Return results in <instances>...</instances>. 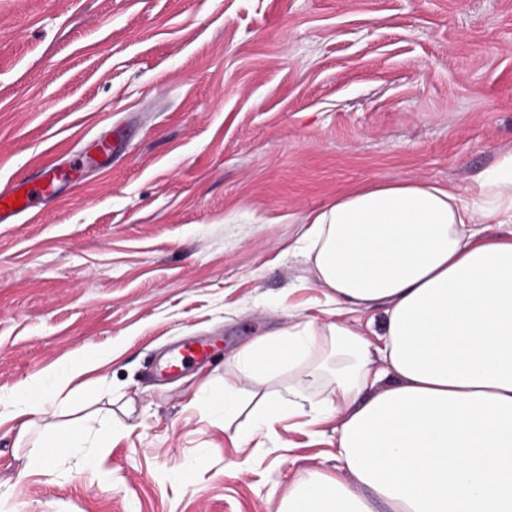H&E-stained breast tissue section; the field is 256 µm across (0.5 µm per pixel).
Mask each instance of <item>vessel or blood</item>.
<instances>
[{
	"instance_id": "1",
	"label": "vessel or blood",
	"mask_w": 512,
	"mask_h": 512,
	"mask_svg": "<svg viewBox=\"0 0 512 512\" xmlns=\"http://www.w3.org/2000/svg\"><path fill=\"white\" fill-rule=\"evenodd\" d=\"M64 168L46 165L26 181L0 188V224L35 221L42 211V205L51 197L61 180L67 178ZM22 195L21 206H14L15 195ZM210 349L206 341L188 339L173 348L164 365L161 375L170 378L180 374L188 364L203 363L209 360Z\"/></svg>"
}]
</instances>
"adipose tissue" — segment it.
Listing matches in <instances>:
<instances>
[{"label":"adipose tissue","instance_id":"obj_1","mask_svg":"<svg viewBox=\"0 0 512 512\" xmlns=\"http://www.w3.org/2000/svg\"><path fill=\"white\" fill-rule=\"evenodd\" d=\"M314 269L328 322H297L235 355L287 391L253 416L336 422L338 475L308 471L280 512H512V151L459 194L379 179L307 216L291 248ZM378 311L373 335L346 315ZM97 366L69 358L14 397L19 436L56 417ZM324 388L313 398L312 386Z\"/></svg>","mask_w":512,"mask_h":512}]
</instances>
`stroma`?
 <instances>
[{
	"label": "stroma",
	"mask_w": 512,
	"mask_h": 512,
	"mask_svg": "<svg viewBox=\"0 0 512 512\" xmlns=\"http://www.w3.org/2000/svg\"><path fill=\"white\" fill-rule=\"evenodd\" d=\"M102 136L39 223L0 224V396L83 352L62 420L117 431L31 467L0 423V512H278L336 435L256 427L287 382L233 356L325 322L288 254L309 212L379 178L464 193L512 149V0H0V185ZM187 338L214 358L153 377Z\"/></svg>",
	"instance_id": "stroma-1"
}]
</instances>
